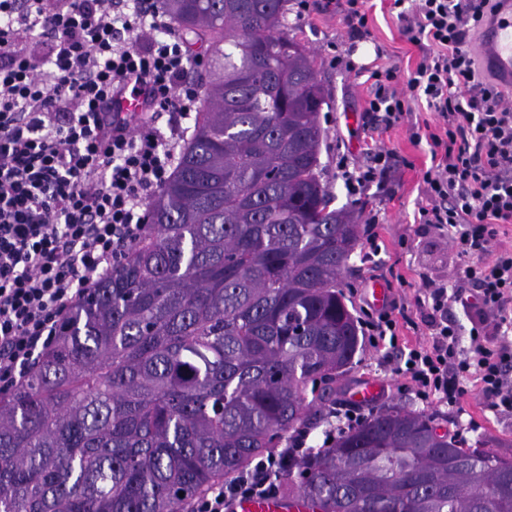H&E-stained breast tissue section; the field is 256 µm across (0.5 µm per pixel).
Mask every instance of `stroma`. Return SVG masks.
Masks as SVG:
<instances>
[{
    "instance_id": "stroma-1",
    "label": "stroma",
    "mask_w": 512,
    "mask_h": 512,
    "mask_svg": "<svg viewBox=\"0 0 512 512\" xmlns=\"http://www.w3.org/2000/svg\"><path fill=\"white\" fill-rule=\"evenodd\" d=\"M306 13L292 11L288 21L291 33L314 55L320 75L328 91V100L321 114L325 131L321 146L324 179L333 196L334 207L348 205L345 191L336 179L338 148H346L350 157L364 162L366 149L381 146L406 159V167L397 170L391 180L377 193L364 198V210L380 212L377 226L381 251L373 258H365L356 251L351 259L346 292L351 297L353 313L362 316L370 309L368 290L381 284L390 297L407 300L409 307L399 321L398 339L401 346L423 340L426 332L424 311L413 305L412 298L420 274H428L435 281L455 282L458 259L447 238L431 228L417 224L414 216L423 202L421 177L430 166L427 143H412L406 127L389 130L368 127L364 109L368 97L365 69L377 65H396L402 75H409L416 67L420 52L400 34V23L390 0H370V34L364 39H352L339 13L326 10L325 0H309ZM366 49L367 55L356 58L355 72L347 73L331 66L330 59L337 50L348 47ZM397 354L390 345L375 348L365 346L355 368L344 379L342 400H350L351 391L365 382L380 387L375 401L382 407L403 401L414 409L434 413L443 420L449 434L457 436L466 447L484 442L489 448L500 449L512 457V419L487 410L478 386L465 380L467 393L461 407L451 408L437 400L421 401L404 388L395 375Z\"/></svg>"
}]
</instances>
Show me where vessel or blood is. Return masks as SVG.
<instances>
[{
	"label": "vessel or blood",
	"instance_id": "vessel-or-blood-1",
	"mask_svg": "<svg viewBox=\"0 0 512 512\" xmlns=\"http://www.w3.org/2000/svg\"><path fill=\"white\" fill-rule=\"evenodd\" d=\"M495 13L481 29L479 51L486 71L499 83L512 87V0H497ZM227 512H318L304 495L247 497L233 500Z\"/></svg>",
	"mask_w": 512,
	"mask_h": 512
}]
</instances>
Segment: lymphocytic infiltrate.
Returning <instances> with one entry per match:
<instances>
[{"mask_svg":"<svg viewBox=\"0 0 512 512\" xmlns=\"http://www.w3.org/2000/svg\"><path fill=\"white\" fill-rule=\"evenodd\" d=\"M393 7L422 55L406 77L394 66L370 69L366 110L372 125L403 126L430 142L418 221L447 229L457 276L475 288L468 295L421 278L414 301L427 312L429 338L394 372L420 400L451 407L466 393L460 379H473L490 410L512 416V246L499 240L512 224V93L483 75L469 46L494 0ZM190 64L160 0H0V386L28 373L145 230L198 108ZM131 92L141 115L115 110ZM421 100L435 122L415 117ZM394 159L384 148L366 166L342 155L336 178L357 203L382 186ZM470 301L477 313L465 349L446 313ZM309 437L298 432L233 483L212 486L191 512L274 494L282 463Z\"/></svg>","mask_w":512,"mask_h":512,"instance_id":"obj_1","label":"lymphocytic infiltrate"}]
</instances>
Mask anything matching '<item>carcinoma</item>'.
<instances>
[{"instance_id": "carcinoma-1", "label": "carcinoma", "mask_w": 512, "mask_h": 512, "mask_svg": "<svg viewBox=\"0 0 512 512\" xmlns=\"http://www.w3.org/2000/svg\"><path fill=\"white\" fill-rule=\"evenodd\" d=\"M290 0H161L204 55L192 133L126 258L0 393V512H188L331 427L363 351L344 276L354 211L322 180L327 94ZM392 403L288 458L323 512H512V458Z\"/></svg>"}]
</instances>
